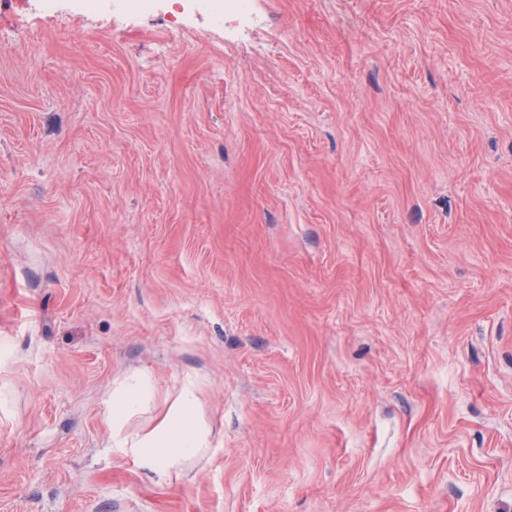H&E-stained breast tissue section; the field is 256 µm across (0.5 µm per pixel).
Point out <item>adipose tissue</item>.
<instances>
[{
  "mask_svg": "<svg viewBox=\"0 0 512 512\" xmlns=\"http://www.w3.org/2000/svg\"><path fill=\"white\" fill-rule=\"evenodd\" d=\"M209 431L197 415L193 396H185L155 432L139 440L135 451L149 469L163 474L207 447Z\"/></svg>",
  "mask_w": 512,
  "mask_h": 512,
  "instance_id": "ef3b65f1",
  "label": "adipose tissue"
}]
</instances>
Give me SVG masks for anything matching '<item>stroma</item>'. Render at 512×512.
Segmentation results:
<instances>
[{
  "mask_svg": "<svg viewBox=\"0 0 512 512\" xmlns=\"http://www.w3.org/2000/svg\"><path fill=\"white\" fill-rule=\"evenodd\" d=\"M112 2L0 0V512H512V0ZM197 11L209 13L217 24L223 23L226 15L247 18L253 15L252 0H187ZM139 400V388L135 383H129L117 395H113L109 418L112 429L121 432L126 417L136 408ZM208 443L209 430L198 418L194 397L187 394L155 432L139 440L134 448L146 467L164 474Z\"/></svg>",
  "mask_w": 512,
  "mask_h": 512,
  "instance_id": "stroma-1",
  "label": "stroma"
}]
</instances>
